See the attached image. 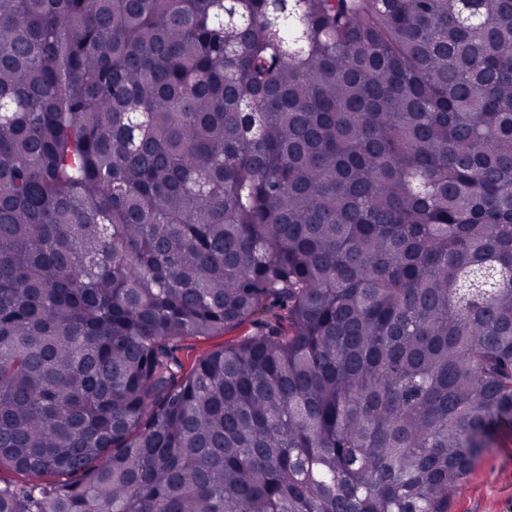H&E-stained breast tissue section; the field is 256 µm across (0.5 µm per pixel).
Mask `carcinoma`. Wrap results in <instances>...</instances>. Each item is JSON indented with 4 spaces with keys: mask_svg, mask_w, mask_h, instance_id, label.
<instances>
[{
    "mask_svg": "<svg viewBox=\"0 0 512 512\" xmlns=\"http://www.w3.org/2000/svg\"><path fill=\"white\" fill-rule=\"evenodd\" d=\"M511 430L512 0H0V512H448ZM250 328L243 326L237 330L229 332L226 336H214L211 338H189L182 343L181 350L179 352L180 358L186 363L191 364L196 357L200 354L214 348L221 346L226 341L234 339L236 336H241L247 332Z\"/></svg>",
    "mask_w": 512,
    "mask_h": 512,
    "instance_id": "cac0c4a2",
    "label": "carcinoma"
}]
</instances>
